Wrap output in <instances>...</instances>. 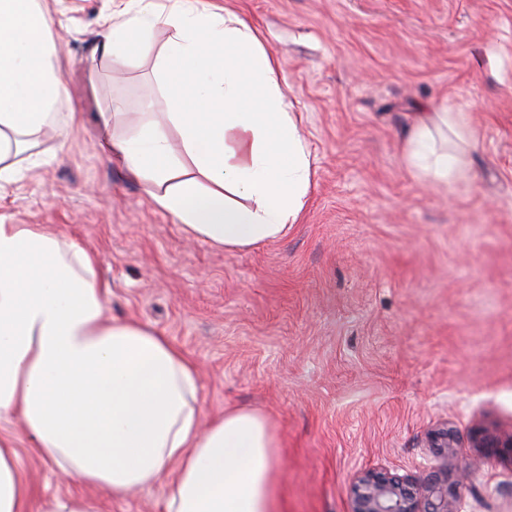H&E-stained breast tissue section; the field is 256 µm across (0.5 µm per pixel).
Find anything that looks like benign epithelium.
<instances>
[{
    "instance_id": "obj_1",
    "label": "benign epithelium",
    "mask_w": 512,
    "mask_h": 512,
    "mask_svg": "<svg viewBox=\"0 0 512 512\" xmlns=\"http://www.w3.org/2000/svg\"><path fill=\"white\" fill-rule=\"evenodd\" d=\"M351 512H456L448 499V478L435 473L415 483L388 470L355 477Z\"/></svg>"
}]
</instances>
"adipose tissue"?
<instances>
[{"instance_id": "1", "label": "adipose tissue", "mask_w": 512, "mask_h": 512, "mask_svg": "<svg viewBox=\"0 0 512 512\" xmlns=\"http://www.w3.org/2000/svg\"><path fill=\"white\" fill-rule=\"evenodd\" d=\"M136 2L99 52L133 65L150 29L169 30L153 65L169 109L125 136L113 102L101 149L192 238L247 248L284 237L311 167L301 117L256 30L205 0ZM52 28L45 0H0V189L65 94ZM474 138L460 113H428L404 143L405 164L424 185L451 187ZM96 266L77 243L0 217V423H19L62 479L115 501L159 485L161 512H283L275 423L236 406L205 418L196 359L143 323L109 317ZM19 466L0 437V512H29L34 485Z\"/></svg>"}]
</instances>
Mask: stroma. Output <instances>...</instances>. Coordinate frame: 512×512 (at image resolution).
I'll return each instance as SVG.
<instances>
[{
  "label": "stroma",
  "mask_w": 512,
  "mask_h": 512,
  "mask_svg": "<svg viewBox=\"0 0 512 512\" xmlns=\"http://www.w3.org/2000/svg\"><path fill=\"white\" fill-rule=\"evenodd\" d=\"M126 0H48L68 141L39 138L0 215L72 238L99 259L107 312L168 336L202 365L206 414L236 404L282 438L287 512H350L354 477L390 469L453 478L458 512H512V0H207L262 35L300 113L305 207L281 239L224 249L189 239L144 185L102 155L118 130L168 109L154 55L123 69L90 53ZM477 132L469 175L425 187L402 147L423 113ZM448 431L457 454L435 446ZM16 441L36 502L93 495L101 512H158L161 488L123 502L60 481ZM500 447H475L476 438Z\"/></svg>",
  "instance_id": "stroma-1"
}]
</instances>
